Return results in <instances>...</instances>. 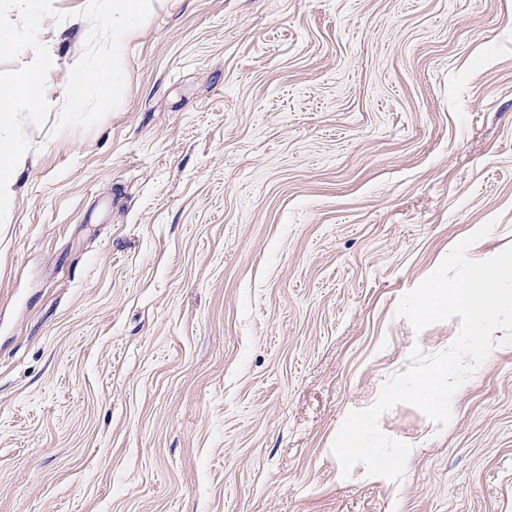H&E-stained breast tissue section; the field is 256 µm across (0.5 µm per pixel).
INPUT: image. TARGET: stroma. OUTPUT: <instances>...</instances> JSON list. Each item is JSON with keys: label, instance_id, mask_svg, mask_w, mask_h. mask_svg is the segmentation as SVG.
I'll use <instances>...</instances> for the list:
<instances>
[{"label": "stroma", "instance_id": "stroma-1", "mask_svg": "<svg viewBox=\"0 0 512 512\" xmlns=\"http://www.w3.org/2000/svg\"><path fill=\"white\" fill-rule=\"evenodd\" d=\"M88 0H53L57 87ZM118 108L29 128L0 224V512H512V344L400 482L331 451L410 352L399 298L512 245V0H162Z\"/></svg>", "mask_w": 512, "mask_h": 512}]
</instances>
